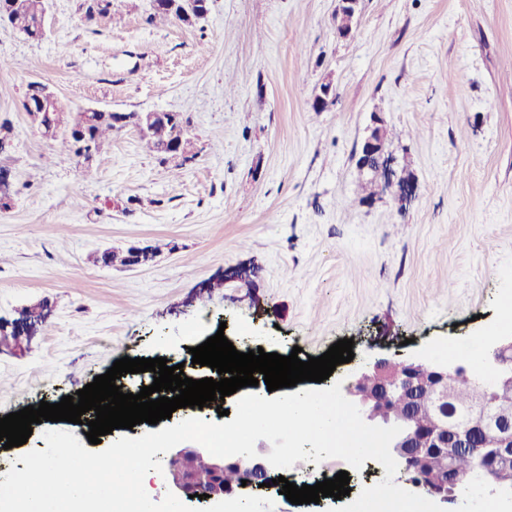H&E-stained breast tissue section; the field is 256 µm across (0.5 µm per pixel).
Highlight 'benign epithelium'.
Segmentation results:
<instances>
[{"instance_id":"obj_1","label":"benign epithelium","mask_w":512,"mask_h":512,"mask_svg":"<svg viewBox=\"0 0 512 512\" xmlns=\"http://www.w3.org/2000/svg\"><path fill=\"white\" fill-rule=\"evenodd\" d=\"M338 2L336 32L346 38L353 31L358 0ZM57 102L56 93L41 84L39 108H31V121L39 128L45 127V110ZM385 128L380 113H373V126L363 139L365 152L361 165L375 177L383 175L385 186L397 184V202L403 208L412 200L411 179L405 171L395 168L396 158L388 150ZM50 317L51 307L43 302L39 323L28 320L23 312L11 322L0 321V348L20 347L22 339L36 335L40 323ZM484 362L495 372V382L487 396L472 403L461 419L448 408L444 386L450 379L470 378L462 364L380 359L372 368L352 374L344 385L345 394L358 407L366 423L402 428L391 442L390 451L401 463L404 480L445 506L457 503L452 491L457 477L451 464L446 475L433 469L430 464L433 453L446 454L451 460L456 453L464 452L475 461L488 493L512 491V484L499 478L502 472L512 468V335L500 337L484 351ZM392 400L407 402L410 412L395 420L382 418V406ZM270 452L271 448L263 447L261 454L254 458L227 457L210 463L204 471L184 468L183 454L179 453L167 461V482L174 493L186 498L198 493L212 499L232 496L246 488L257 489L262 483L272 482L271 464L266 459ZM229 469L237 474V482L231 486L224 483V472Z\"/></svg>"}]
</instances>
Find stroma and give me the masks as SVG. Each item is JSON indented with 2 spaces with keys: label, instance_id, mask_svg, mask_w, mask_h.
Here are the masks:
<instances>
[{
  "label": "stroma",
  "instance_id": "stroma-1",
  "mask_svg": "<svg viewBox=\"0 0 512 512\" xmlns=\"http://www.w3.org/2000/svg\"><path fill=\"white\" fill-rule=\"evenodd\" d=\"M49 0L32 40L0 25V318L41 299L52 315L0 351V418L70 395L115 360L187 359L189 338L300 360L353 340L324 387L381 358L448 361V345L512 333V0H360L337 38L336 0H210L207 22H151V0ZM336 99L312 104L325 79ZM72 109L177 112L197 159L160 163L133 128L83 177L25 110L32 82ZM381 113L413 199L355 153ZM165 242L153 261L104 267L105 249ZM246 280L226 281L235 268ZM224 287H216V280Z\"/></svg>",
  "mask_w": 512,
  "mask_h": 512
}]
</instances>
